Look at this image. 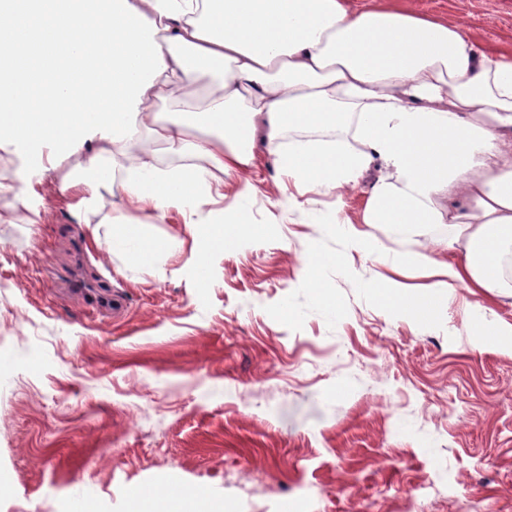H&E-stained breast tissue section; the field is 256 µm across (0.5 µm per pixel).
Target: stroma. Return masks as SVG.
<instances>
[{"label":"stroma","instance_id":"1","mask_svg":"<svg viewBox=\"0 0 512 512\" xmlns=\"http://www.w3.org/2000/svg\"><path fill=\"white\" fill-rule=\"evenodd\" d=\"M408 4L512 46V0ZM246 182L268 231L210 252L204 285L178 213L106 202L180 240L139 264L98 248L57 182L37 224L0 197V512H130L131 490L178 487L232 512H512V340L476 335L464 289L428 324L369 289L448 226L376 225L368 257L332 223L358 222L368 182L309 193L264 160L225 177V204ZM314 253L336 309L305 276ZM79 261L121 312L67 289Z\"/></svg>","mask_w":512,"mask_h":512}]
</instances>
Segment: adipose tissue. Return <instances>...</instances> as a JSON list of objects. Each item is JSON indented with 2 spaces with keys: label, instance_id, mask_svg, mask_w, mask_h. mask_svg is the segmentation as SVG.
Masks as SVG:
<instances>
[{
  "label": "adipose tissue",
  "instance_id": "ef3b65f1",
  "mask_svg": "<svg viewBox=\"0 0 512 512\" xmlns=\"http://www.w3.org/2000/svg\"><path fill=\"white\" fill-rule=\"evenodd\" d=\"M155 21L166 68L142 97L134 139L93 136L61 193L83 215L121 195L132 208L194 224L204 255L259 236L245 199L224 204L223 175L255 163L307 192L354 190L380 168L352 246L377 248L372 224H445L444 245L399 259L423 267L420 289L384 281L376 296L411 318L435 317L455 288L512 286V50L477 45L456 19L405 0H128ZM178 108L162 111L171 93ZM207 217H199L200 207ZM113 250L142 263L175 240L152 237L121 211L106 217ZM459 250L445 262L440 250Z\"/></svg>",
  "mask_w": 512,
  "mask_h": 512
}]
</instances>
